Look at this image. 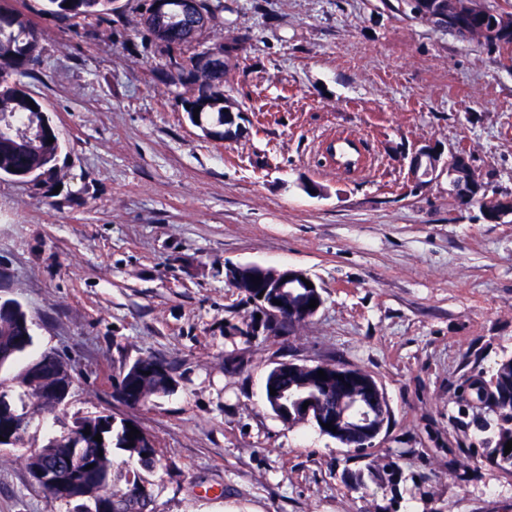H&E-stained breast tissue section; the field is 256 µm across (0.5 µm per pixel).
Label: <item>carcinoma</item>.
I'll list each match as a JSON object with an SVG mask.
<instances>
[{
  "mask_svg": "<svg viewBox=\"0 0 512 512\" xmlns=\"http://www.w3.org/2000/svg\"><path fill=\"white\" fill-rule=\"evenodd\" d=\"M47 12L53 17L68 21L91 20L101 32H112L116 0H46ZM70 6H65V3ZM470 0H407L412 18L431 28L447 32L467 42L480 41L475 33L484 25L499 19L503 12L491 10L482 19L473 16L468 8ZM224 0H171L165 15L158 17L145 10L142 27L153 40L168 49L190 44L207 30L224 23ZM237 47L235 42H222L208 47L187 58L169 57L168 65L175 70L183 84L191 86L187 96L179 94L176 104L185 108L189 120L199 117L197 127L211 139L238 140L248 134L227 111L224 84L231 70V61ZM41 46L38 32L31 20L21 11L9 5L0 6V177L38 184L58 176L57 160L62 149L59 133L50 120L43 103L20 85V79L35 73L40 63ZM36 108H31L29 102ZM199 114H194L195 108ZM54 142H48V138ZM457 194L482 201L480 209L487 207L483 186L459 185ZM240 290L247 300L273 292L268 283L256 285L243 280ZM33 345L32 320L23 305L12 298L0 301V374L12 370L14 363ZM159 358L147 355L138 358L122 372L117 387V397L125 395L145 407L153 399L174 390L168 380L159 375L143 374L142 363H156ZM38 363L40 378L52 385L74 379L73 369L58 354L44 351L28 361L10 377L12 390L8 400L17 411L13 430L20 442H25L33 417L30 409L43 413L56 411V405L43 399L39 384L27 376L29 365ZM288 396V412L291 424L310 422L313 419L300 416L303 403L318 398L330 416L346 407L348 396L336 388L332 377L322 380L317 370L297 368L288 372L270 371L264 382V397L270 389ZM458 399L466 406L484 415L480 430L488 433L483 440V457L496 464L497 469L512 472V452L504 453L505 445L512 440V355L501 358L492 373L484 376L477 372L464 380ZM90 428V434L83 433ZM140 434L129 440L126 421L120 417L85 416L76 419L72 427L47 438L39 448L24 456L27 470L39 467L45 470L63 471L67 468L65 449L80 448L96 464L100 478H91L87 493L105 502L106 512H155L152 494L142 484L138 469L151 470L159 461L160 451L151 435L143 428ZM101 435L102 442L94 440ZM127 454L136 467L124 472L113 469L114 451ZM361 452L376 457L371 465L351 469L348 484L361 497L370 495L372 489L395 491L406 481L403 469L394 468L387 456H376L369 449ZM456 451L448 449V460L455 477L469 482L476 477L475 470L453 457Z\"/></svg>",
  "mask_w": 512,
  "mask_h": 512,
  "instance_id": "carcinoma-1",
  "label": "carcinoma"
}]
</instances>
